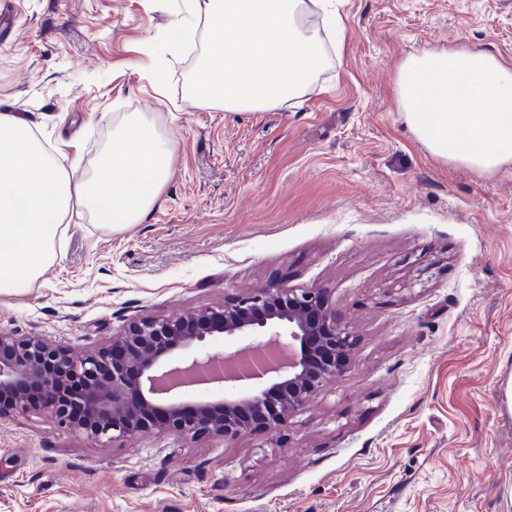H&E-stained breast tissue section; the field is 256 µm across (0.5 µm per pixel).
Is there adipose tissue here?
<instances>
[{"label":"adipose tissue","instance_id":"adipose-tissue-1","mask_svg":"<svg viewBox=\"0 0 512 512\" xmlns=\"http://www.w3.org/2000/svg\"><path fill=\"white\" fill-rule=\"evenodd\" d=\"M398 100L415 135L444 160L491 171L512 162V66L482 50L404 60Z\"/></svg>","mask_w":512,"mask_h":512}]
</instances>
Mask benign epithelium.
<instances>
[{"label":"benign epithelium","mask_w":512,"mask_h":512,"mask_svg":"<svg viewBox=\"0 0 512 512\" xmlns=\"http://www.w3.org/2000/svg\"><path fill=\"white\" fill-rule=\"evenodd\" d=\"M223 335L262 336L272 356L208 353L206 342ZM352 346L329 289L285 282L177 318L134 319L80 357L0 331V420L33 409L78 435L112 442L145 433L235 439L291 424L312 397L343 379ZM70 378L81 386L66 387ZM253 379L260 384L221 400L189 405L180 397L187 382Z\"/></svg>","instance_id":"obj_1"}]
</instances>
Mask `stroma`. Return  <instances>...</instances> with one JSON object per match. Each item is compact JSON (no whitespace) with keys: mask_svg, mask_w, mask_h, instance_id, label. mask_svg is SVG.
Instances as JSON below:
<instances>
[{"mask_svg":"<svg viewBox=\"0 0 512 512\" xmlns=\"http://www.w3.org/2000/svg\"><path fill=\"white\" fill-rule=\"evenodd\" d=\"M300 100L204 108L188 79L205 0H0V113L86 178L140 115L169 139L156 205L107 233L63 223L57 260L0 295V330L81 354L133 319L218 306L285 280L331 291L357 338L346 376L283 432L75 435L0 421V512H512V163L435 157L397 101L399 65L479 49L512 62V0H336Z\"/></svg>","mask_w":512,"mask_h":512,"instance_id":"stroma-1","label":"stroma"}]
</instances>
